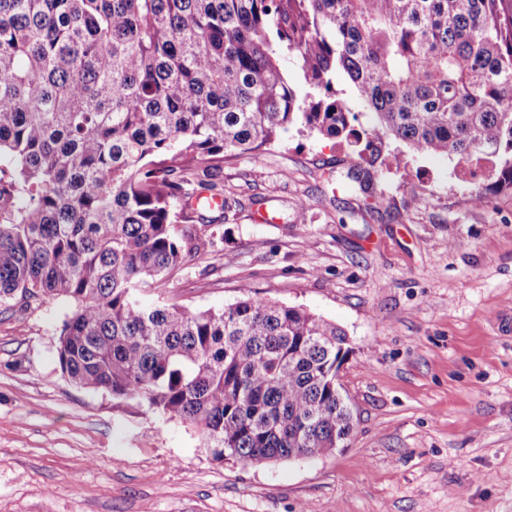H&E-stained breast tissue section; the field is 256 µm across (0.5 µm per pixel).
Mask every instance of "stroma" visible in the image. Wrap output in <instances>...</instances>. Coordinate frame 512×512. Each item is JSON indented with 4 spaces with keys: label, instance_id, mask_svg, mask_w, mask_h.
Returning a JSON list of instances; mask_svg holds the SVG:
<instances>
[{
    "label": "stroma",
    "instance_id": "35a3bbf8",
    "mask_svg": "<svg viewBox=\"0 0 512 512\" xmlns=\"http://www.w3.org/2000/svg\"><path fill=\"white\" fill-rule=\"evenodd\" d=\"M346 142L290 130L225 160L239 207L161 292L188 310L242 298L343 328L355 421L329 455L217 462L194 428L72 385L56 346L70 305L0 302V512H512V189L483 166L408 153L345 174Z\"/></svg>",
    "mask_w": 512,
    "mask_h": 512
}]
</instances>
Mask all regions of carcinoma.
I'll return each mask as SVG.
<instances>
[{
    "label": "carcinoma",
    "mask_w": 512,
    "mask_h": 512,
    "mask_svg": "<svg viewBox=\"0 0 512 512\" xmlns=\"http://www.w3.org/2000/svg\"><path fill=\"white\" fill-rule=\"evenodd\" d=\"M503 2L0 0V302L68 301L62 374L190 423L215 460L332 452L354 428L336 324L250 297L191 312L146 294L213 242L224 158L295 125L370 165H402L392 139L496 160L512 189ZM341 79L376 114L362 135ZM280 58L282 69L288 77L289 84L295 89L300 98H304L310 89L302 77L297 60L292 54L283 51Z\"/></svg>",
    "instance_id": "obj_1"
}]
</instances>
